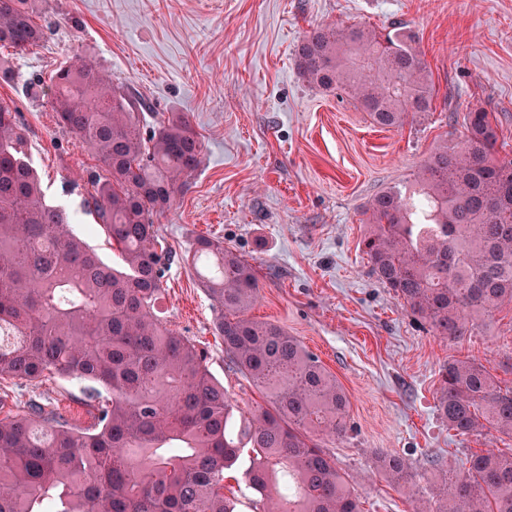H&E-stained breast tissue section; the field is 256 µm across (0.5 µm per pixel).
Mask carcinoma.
Here are the masks:
<instances>
[{
	"label": "carcinoma",
	"mask_w": 512,
	"mask_h": 512,
	"mask_svg": "<svg viewBox=\"0 0 512 512\" xmlns=\"http://www.w3.org/2000/svg\"><path fill=\"white\" fill-rule=\"evenodd\" d=\"M46 2L0 0V48L38 46ZM296 59L310 85L348 91L379 128L431 110L427 64L400 26L320 27ZM52 81L59 124L107 172L92 176L82 211L122 264L105 262L46 202L19 112L0 101V380L92 382L98 411L92 429L37 406L0 418V512H237L228 473L259 495L260 512H362L317 441L347 432V397L284 327L247 315L259 293L248 262L206 237L184 259L216 305L228 367L267 401L238 430L204 351L153 312L171 260L153 215L202 162L188 118L173 113L142 132L143 101L88 58ZM456 124L464 137L444 140L411 187L372 198L363 241L372 277L448 340L512 304V160L496 157L491 113L464 112ZM437 410L459 435H512V387L473 360L443 367ZM377 459L388 478L406 476L402 457ZM466 464L434 512H512V454L474 453Z\"/></svg>",
	"instance_id": "1"
}]
</instances>
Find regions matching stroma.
<instances>
[{
    "mask_svg": "<svg viewBox=\"0 0 512 512\" xmlns=\"http://www.w3.org/2000/svg\"><path fill=\"white\" fill-rule=\"evenodd\" d=\"M40 47L13 55L19 75L0 100L20 116L28 160L46 201L80 212L99 170L58 125L50 90L31 96L74 55L97 61L146 104L145 126L186 113L202 164L172 208L154 218L173 251L155 304L167 327L208 352L209 369L250 419L262 394L228 370L215 309L183 256L215 238L255 269L249 311L284 326L343 387L350 430L325 449L347 473L363 512L436 506L449 469L487 449L512 453V437L449 430L437 411L439 372L453 359L483 364L512 386V308L450 342L368 273L364 208L380 191L409 185L435 146L459 133L454 113L483 110L497 125L499 155L512 158V0H48ZM394 24L415 34L436 88L431 111L403 127H375L347 94L309 85L295 49L332 24ZM41 405L90 427L83 383L0 382V414ZM410 466L411 488L389 482L377 452ZM441 458L429 468L427 457Z\"/></svg>",
    "mask_w": 512,
    "mask_h": 512,
    "instance_id": "stroma-1",
    "label": "stroma"
}]
</instances>
